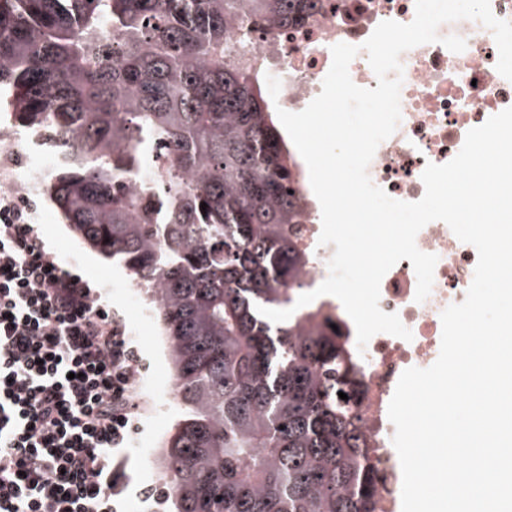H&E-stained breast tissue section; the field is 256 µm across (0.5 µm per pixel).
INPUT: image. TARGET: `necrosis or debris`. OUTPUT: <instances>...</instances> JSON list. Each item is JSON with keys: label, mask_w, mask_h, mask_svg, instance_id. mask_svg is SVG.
I'll return each instance as SVG.
<instances>
[{"label": "necrosis or debris", "mask_w": 512, "mask_h": 512, "mask_svg": "<svg viewBox=\"0 0 512 512\" xmlns=\"http://www.w3.org/2000/svg\"><path fill=\"white\" fill-rule=\"evenodd\" d=\"M321 9L300 25L269 34L260 29L234 28L232 40L246 39L243 63L258 76L280 79L279 105L298 112L318 96L332 63L331 48L338 43L357 46L351 61L352 81L373 88L377 78L362 45L384 21L410 23L415 0H321ZM439 35L465 39L463 52L454 53L438 43L414 47L400 57L403 83L401 121L395 133L377 148L368 167L372 182L394 199L415 202L425 193L422 173L427 164H444L461 149L467 132L489 117L512 107V81L496 69L498 49L492 32L475 20L439 27ZM0 155L24 157L27 165L7 181L0 192L31 201L65 163L62 154H47L40 136L16 131L0 140ZM320 205L307 207L295 232L310 250V260L298 281L316 289L328 276L334 245H320ZM417 247L438 258L428 298L416 302V274L410 260L395 264L380 285V308L398 314L412 335L406 341L387 333L374 335L360 360L369 387L364 402L370 433L384 446L379 450L380 475L385 484L377 512H397L402 472L395 448L389 447L395 428L388 417L389 402L401 373L410 367L427 368L441 347V313L461 303L473 280L478 254L461 242L449 226L433 221L416 237Z\"/></svg>", "instance_id": "necrosis-or-debris-1"}]
</instances>
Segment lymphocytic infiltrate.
Listing matches in <instances>:
<instances>
[{"label": "lymphocytic infiltrate", "mask_w": 512, "mask_h": 512, "mask_svg": "<svg viewBox=\"0 0 512 512\" xmlns=\"http://www.w3.org/2000/svg\"><path fill=\"white\" fill-rule=\"evenodd\" d=\"M31 214L0 194V512H123L137 355Z\"/></svg>", "instance_id": "obj_1"}]
</instances>
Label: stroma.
<instances>
[{
    "label": "stroma",
    "instance_id": "stroma-1",
    "mask_svg": "<svg viewBox=\"0 0 512 512\" xmlns=\"http://www.w3.org/2000/svg\"><path fill=\"white\" fill-rule=\"evenodd\" d=\"M41 230L65 267L80 275L109 303L114 316L127 324L125 334L140 358L136 391L140 415L134 442L139 452L132 459V474L135 486L157 485L160 448L182 415L172 396V373L162 330L151 316H139L135 307L127 305L126 287L132 279L119 261L106 259L91 250L67 225L45 224ZM63 242L69 244V251H60Z\"/></svg>",
    "mask_w": 512,
    "mask_h": 512
}]
</instances>
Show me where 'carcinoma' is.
<instances>
[{
	"label": "carcinoma",
	"instance_id": "cac0c4a2",
	"mask_svg": "<svg viewBox=\"0 0 512 512\" xmlns=\"http://www.w3.org/2000/svg\"><path fill=\"white\" fill-rule=\"evenodd\" d=\"M316 8L0 0V111L69 157L46 185L50 202L123 263L166 336L184 414L160 477L176 512L376 509L378 442L346 324L323 304L281 323L256 311L289 309L302 291L309 253L290 225L306 202L230 32L246 22L275 33Z\"/></svg>",
	"mask_w": 512,
	"mask_h": 512
}]
</instances>
